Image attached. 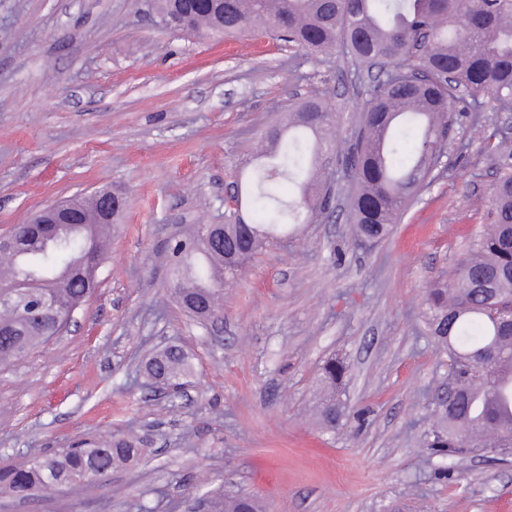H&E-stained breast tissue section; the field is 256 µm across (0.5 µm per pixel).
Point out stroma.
<instances>
[{
    "mask_svg": "<svg viewBox=\"0 0 512 512\" xmlns=\"http://www.w3.org/2000/svg\"><path fill=\"white\" fill-rule=\"evenodd\" d=\"M369 85L263 26L227 40L165 28L152 0H0V234L104 185L127 199L97 290L61 335L0 365V464L81 437L142 448L92 492L0 489V512H204L218 488L265 512H512V454L427 445L448 355L426 304L491 221L488 146L512 141V114L459 104L431 182L378 241L350 236V174L330 163L333 212L269 239L216 325L167 287L169 243L223 223L265 132L323 99L347 147ZM170 344L192 353L186 401L144 375ZM334 356L346 415L329 431L309 407Z\"/></svg>",
    "mask_w": 512,
    "mask_h": 512,
    "instance_id": "stroma-1",
    "label": "stroma"
}]
</instances>
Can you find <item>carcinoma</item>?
<instances>
[{
  "label": "carcinoma",
  "instance_id": "1",
  "mask_svg": "<svg viewBox=\"0 0 512 512\" xmlns=\"http://www.w3.org/2000/svg\"><path fill=\"white\" fill-rule=\"evenodd\" d=\"M160 17L176 15L196 34H224L255 24L279 33L298 48L343 52L357 72L373 78L363 122L346 161L355 192L350 223L360 240L383 237L405 207L428 183L442 153L459 92L472 96L474 111L487 98L500 111L512 109V0H157ZM336 113L321 99L307 101L275 127L268 142L272 162L263 163L238 190L239 207L224 214V266L198 265L218 258L195 230L173 249L175 295L182 309H219L246 260L286 225L312 223L328 209L330 190L313 191L324 160L322 145L335 129ZM491 152L500 171L490 193L492 223L484 225L459 263L456 279L429 293L433 335L448 353V367L460 392L453 410H440L430 446L450 453L499 448L512 430V146L499 142ZM98 225L75 224L65 243L33 236L10 264L12 280L31 287L13 297L22 308L0 304V363L8 364L56 336L89 296L82 279L46 288L44 278L81 269ZM190 357L178 345L154 354L145 365L156 383L180 386ZM346 365L330 360L323 369L319 414L331 429L344 416L336 403ZM125 435L89 439L74 448L35 455L21 467L0 468V484L20 498L48 491L51 483L87 488L100 484L112 466L140 451ZM211 512H261L256 500L240 494L209 495Z\"/></svg>",
  "mask_w": 512,
  "mask_h": 512
}]
</instances>
